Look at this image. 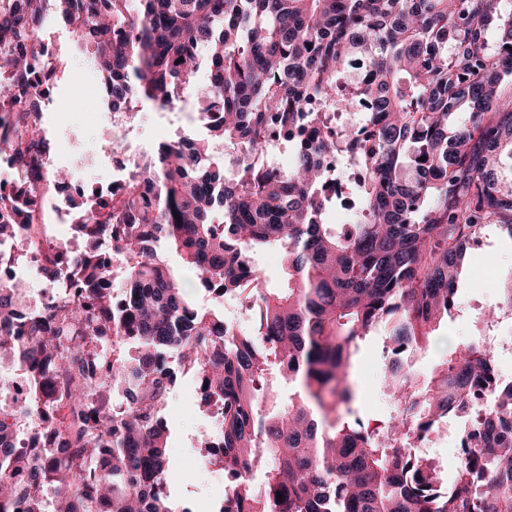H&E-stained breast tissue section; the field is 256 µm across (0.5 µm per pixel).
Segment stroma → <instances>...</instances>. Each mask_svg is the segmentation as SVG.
Returning a JSON list of instances; mask_svg holds the SVG:
<instances>
[{"label":"stroma","instance_id":"obj_1","mask_svg":"<svg viewBox=\"0 0 512 512\" xmlns=\"http://www.w3.org/2000/svg\"><path fill=\"white\" fill-rule=\"evenodd\" d=\"M60 51L68 68L59 74L50 91L53 112L47 113L49 122H61L64 131L51 140L50 151L61 159L74 153L99 156L98 164L79 172L85 181V191L108 187L112 182L113 139L106 131L110 120L104 114L103 101L88 103L86 89L94 85L85 62L83 49L61 36ZM142 122L130 127L125 139L131 145L153 146L172 139L177 128L196 127L197 115L184 109L160 112L150 104H143ZM512 268V238L498 226H488L471 245L465 280L457 293L459 308L449 323L441 325L429 349L418 356L414 368L428 372L443 356L461 342H483V325L470 313L472 305L491 306L497 297L501 276ZM385 338L373 333L362 345L353 367L361 401V415L365 423L377 424L394 414L393 402L384 387ZM198 385L188 374H178L175 395L166 416L170 428L169 457L171 477L168 488L172 498L184 503L205 499L213 503L224 497L223 485L215 476L220 468L206 463L205 450L199 438L211 426L210 416L198 406Z\"/></svg>","mask_w":512,"mask_h":512}]
</instances>
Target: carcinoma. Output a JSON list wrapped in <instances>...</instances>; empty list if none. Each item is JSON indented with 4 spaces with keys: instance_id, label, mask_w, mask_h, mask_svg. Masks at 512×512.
I'll return each mask as SVG.
<instances>
[{
    "instance_id": "obj_1",
    "label": "carcinoma",
    "mask_w": 512,
    "mask_h": 512,
    "mask_svg": "<svg viewBox=\"0 0 512 512\" xmlns=\"http://www.w3.org/2000/svg\"><path fill=\"white\" fill-rule=\"evenodd\" d=\"M50 17L87 51L108 111L194 99L211 140L233 149L234 173L198 139L136 156L124 199L76 225L74 301L0 328V354L27 376L26 414H53L54 430L48 446L25 448L15 412L0 408V512H177L171 355L215 411L204 447L222 448L214 461L234 503L223 512H512V381L498 383L480 345L422 375L400 354L417 355L452 317L484 228L512 237V0H0V108L24 113L22 131L0 133V153L24 171L49 151L23 87ZM355 59L371 111L338 128ZM274 131L295 148L286 171L252 162ZM350 156L363 173L347 186L358 219L330 224L327 164ZM36 190L0 194L13 213L0 239L30 223ZM267 250L281 252V288L252 263ZM166 251L216 298L248 294L261 345L230 334L221 309L194 306ZM21 285L0 283V324ZM499 288L494 310L512 313V270ZM377 329L396 414L376 431L349 372ZM276 370L288 395L264 414ZM116 383L128 396L118 413ZM478 385L491 392L482 404ZM468 409L481 420L464 429L445 488L414 441ZM42 484L51 495L31 497Z\"/></svg>"
}]
</instances>
